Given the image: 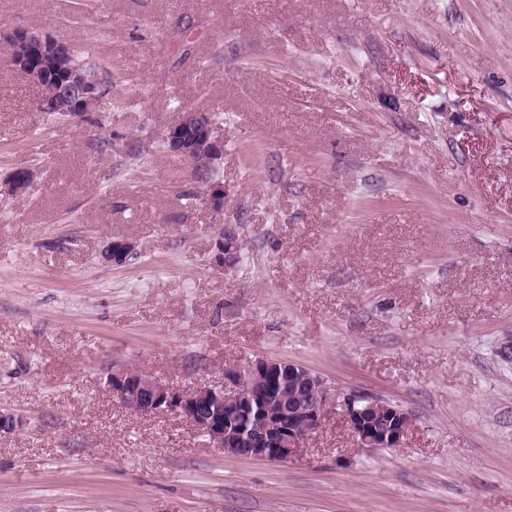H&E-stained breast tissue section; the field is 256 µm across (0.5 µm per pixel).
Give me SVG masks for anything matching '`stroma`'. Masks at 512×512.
Instances as JSON below:
<instances>
[{"label":"stroma","instance_id":"stroma-1","mask_svg":"<svg viewBox=\"0 0 512 512\" xmlns=\"http://www.w3.org/2000/svg\"><path fill=\"white\" fill-rule=\"evenodd\" d=\"M82 3L0 0V183L35 170L0 195V512H512V0ZM19 25L111 72L99 126L33 110ZM185 108L222 117L223 213L162 145ZM259 358L400 405L402 446L334 415L239 459L108 385ZM242 242L239 234L232 232L231 226L222 225L214 242V251L210 258L211 265L217 270L234 267L240 258Z\"/></svg>","mask_w":512,"mask_h":512}]
</instances>
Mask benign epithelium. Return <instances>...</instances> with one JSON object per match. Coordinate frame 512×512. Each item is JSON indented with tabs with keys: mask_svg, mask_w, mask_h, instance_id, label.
<instances>
[{
	"mask_svg": "<svg viewBox=\"0 0 512 512\" xmlns=\"http://www.w3.org/2000/svg\"><path fill=\"white\" fill-rule=\"evenodd\" d=\"M9 40L14 46L10 66L39 86L70 52L67 41L23 27L14 28ZM101 102L99 76L76 67L53 77L51 90L38 99L37 111L83 117ZM216 130L213 114L184 110L166 127L163 143L189 164L195 179L208 184L205 203L220 213L224 186L210 177L224 153V140ZM33 182V169L18 168L5 192L16 195ZM241 248L231 226L220 227L210 264L217 270L234 267ZM136 251V245L116 239L105 255L112 264L122 265ZM111 383L122 407L141 414H173L207 437L212 446L241 459L290 460L336 412L364 448L399 447L413 423L409 411L379 397L357 395L345 405L340 393L320 375L280 359L260 358L244 369L227 368L222 383L200 384L189 391L126 368L112 372Z\"/></svg>",
	"mask_w": 512,
	"mask_h": 512,
	"instance_id": "1",
	"label": "benign epithelium"
}]
</instances>
